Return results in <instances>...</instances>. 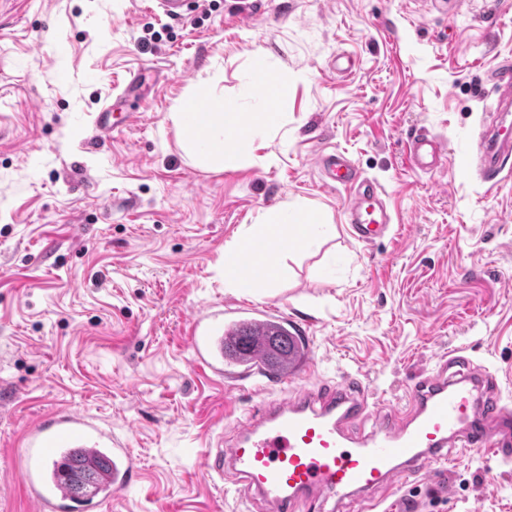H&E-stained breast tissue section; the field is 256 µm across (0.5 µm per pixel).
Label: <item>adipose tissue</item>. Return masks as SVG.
<instances>
[{"mask_svg": "<svg viewBox=\"0 0 512 512\" xmlns=\"http://www.w3.org/2000/svg\"><path fill=\"white\" fill-rule=\"evenodd\" d=\"M266 85V97L260 100L252 113L244 114L225 106L223 99L207 97L203 107L192 105L172 113V121L184 129L197 165L220 167L234 161L245 152L249 144L276 126L281 109L288 103L287 83L273 80L261 67L255 68L248 79L249 87ZM336 227L317 218L297 221L289 209L274 212L268 222L248 227L241 242L252 243L263 258L261 276L243 279L236 269V257L241 243L229 245L224 251V282L227 287L246 290L264 287L283 273L278 256L268 251L270 241L279 240L295 245L314 247L335 234Z\"/></svg>", "mask_w": 512, "mask_h": 512, "instance_id": "adipose-tissue-1", "label": "adipose tissue"}]
</instances>
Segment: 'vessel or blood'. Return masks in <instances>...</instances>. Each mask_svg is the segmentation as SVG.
Listing matches in <instances>:
<instances>
[{
	"mask_svg": "<svg viewBox=\"0 0 512 512\" xmlns=\"http://www.w3.org/2000/svg\"><path fill=\"white\" fill-rule=\"evenodd\" d=\"M409 158L419 170L436 166L442 147L432 136L413 134ZM475 156L478 174L496 180L512 162V129L502 126L481 134ZM325 183L353 189L355 200L345 210L353 237L373 244L391 231L380 188L360 178L341 154H322ZM219 310L195 313L188 340L201 368L234 381L248 380L262 401L248 416L234 418L223 447L208 454V473L224 479V489L248 503L247 512H339L359 504L378 512V491L439 473L449 451L490 452L497 462H512V403L487 393L491 378L471 369L459 353L431 372L416 376L408 389V406L399 410L374 398L356 377L336 384L307 383L315 371L313 354L294 366L272 373L262 354L224 366V345L233 341L232 327L201 335L203 322L222 319ZM71 448L83 449L92 461L112 463V489H124L135 472L130 449L83 413L63 410L27 431L24 487L34 512H95L96 499L78 500L68 484L51 477L52 462Z\"/></svg>",
	"mask_w": 512,
	"mask_h": 512,
	"instance_id": "1",
	"label": "vessel or blood"
}]
</instances>
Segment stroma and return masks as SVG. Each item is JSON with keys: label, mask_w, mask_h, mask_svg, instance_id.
Listing matches in <instances>:
<instances>
[{"label": "stroma", "mask_w": 512, "mask_h": 512, "mask_svg": "<svg viewBox=\"0 0 512 512\" xmlns=\"http://www.w3.org/2000/svg\"><path fill=\"white\" fill-rule=\"evenodd\" d=\"M0 0V512H31L25 431L78 410L130 448V486L97 512H241L204 458L257 397L201 369V309L305 321L315 379L360 377L400 404L450 351L512 398V171H462L512 60V0ZM354 68L333 70L337 54ZM287 81V115L234 162L202 168L170 115L211 93L240 112L255 67ZM137 77L136 88L122 85ZM124 114L108 139L94 119ZM446 154L413 170L406 142ZM340 150L385 193L395 230L348 233ZM335 225L320 249L277 245L286 273L224 285V249L278 208ZM388 512H512V465L483 453L380 494Z\"/></svg>", "instance_id": "obj_1"}]
</instances>
